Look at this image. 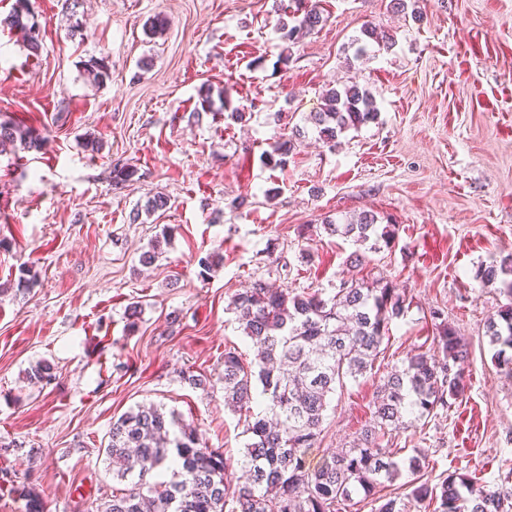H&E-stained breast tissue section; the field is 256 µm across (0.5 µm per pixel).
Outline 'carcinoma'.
<instances>
[{
	"mask_svg": "<svg viewBox=\"0 0 512 512\" xmlns=\"http://www.w3.org/2000/svg\"><path fill=\"white\" fill-rule=\"evenodd\" d=\"M325 21L311 0H295L292 20L279 19L277 31L281 40L293 45L299 33ZM2 24L21 31L32 54L40 52L32 0H14ZM367 39L386 47L393 42L392 35L366 24L354 39L356 55L364 53ZM85 71L97 84L111 77L105 57L90 58ZM378 115L369 88L350 82L326 92L314 123L319 136L331 143ZM301 135L297 129L274 141L264 153L266 163L284 167ZM44 142L30 126L0 121V153L18 145L38 150ZM135 175V169L117 163L112 183L123 185ZM323 229L358 246L347 257L352 268L363 266L365 253L388 247L394 239V230L373 211L338 222L328 219ZM501 276L512 277V254L477 274L484 288ZM409 306L383 277L342 279L328 297L318 290L294 294L263 280L254 282L232 300L253 357L246 360L235 349L224 350V401L244 417L250 435L241 475L233 483L225 479L224 454L203 446L196 429L175 412L139 405L112 421L105 448L112 473L132 477L131 487L121 494H102L95 512H340L360 491L374 495L405 470L419 473L427 458L424 451L415 450L402 465L383 441L437 416L465 393L461 364L468 358L469 343L437 310L430 312L436 321L432 346L414 350L380 380L370 424L319 465L311 467L306 461V450L323 432L331 395L346 381L374 371L392 324L404 318ZM485 337L494 348L492 361L511 373V303L488 319ZM173 466L179 468L175 479H160L161 471ZM407 485L414 500L436 504L434 512H512V485L506 483L487 485L470 474H451L434 486L413 480Z\"/></svg>",
	"mask_w": 512,
	"mask_h": 512,
	"instance_id": "cac0c4a2",
	"label": "carcinoma"
}]
</instances>
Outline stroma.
Masks as SVG:
<instances>
[{
	"instance_id": "stroma-1",
	"label": "stroma",
	"mask_w": 512,
	"mask_h": 512,
	"mask_svg": "<svg viewBox=\"0 0 512 512\" xmlns=\"http://www.w3.org/2000/svg\"><path fill=\"white\" fill-rule=\"evenodd\" d=\"M316 2L326 22L285 67L277 10L293 0H80L75 37L63 0H37L35 56L0 27V120L48 139L0 154V473L26 478L46 512H95L102 491L129 488L104 448L113 419L140 404L177 412L236 479L249 437L224 406V352L252 349L229 303L259 279L333 294L356 246L322 221L362 211L395 224L367 269L412 305L375 376L331 397L309 465L369 421L380 375L431 340L439 308L469 343L466 392L384 444L400 461L425 449L417 478L432 484L455 472L512 477V376L484 336L512 297L476 278L512 253V0H418L417 20L389 0ZM157 14L168 26L153 36ZM368 22L394 44L358 59L352 41ZM93 56L112 65L104 84L84 70ZM350 81L368 86L380 115L331 147L312 116L325 91ZM206 89L224 106L200 112ZM233 108L243 119L228 118ZM295 127L304 135L287 166H265L261 154ZM88 136L100 150L84 147ZM119 160L138 170L121 188ZM157 194L168 209L145 214ZM165 226L170 244L141 264ZM209 253L221 262L203 277L197 259ZM23 267L38 279L28 293L13 287ZM44 361L55 380L30 384ZM188 371L209 387H191Z\"/></svg>"
}]
</instances>
